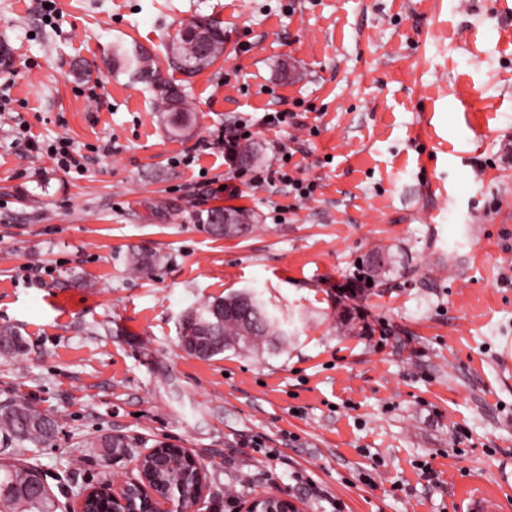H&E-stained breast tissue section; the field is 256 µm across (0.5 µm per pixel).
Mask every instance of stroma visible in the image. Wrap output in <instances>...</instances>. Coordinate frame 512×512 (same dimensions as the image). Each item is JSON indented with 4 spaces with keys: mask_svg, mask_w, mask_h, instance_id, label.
<instances>
[{
    "mask_svg": "<svg viewBox=\"0 0 512 512\" xmlns=\"http://www.w3.org/2000/svg\"><path fill=\"white\" fill-rule=\"evenodd\" d=\"M0 0V325L25 340L0 355V405L55 418L26 444L55 512L103 478L112 434L189 449L214 512L285 493L299 512H460L472 489L512 512V12L501 0ZM209 18L224 55L193 74L165 47ZM135 43L184 89L196 122L173 135L146 84L113 57ZM298 113L257 128L250 167L282 150L314 181L210 195L228 176L215 146L181 159L225 120ZM68 138L84 175L28 152L19 132ZM317 134H309V127ZM284 220L269 217L271 205ZM215 209L251 231L215 238ZM157 257L133 270L131 251ZM380 282L340 300L374 255ZM244 289L285 320L288 341L203 360L180 343L192 308ZM386 336H379V326ZM430 473H422L421 464ZM312 480L303 485L296 473ZM233 510H226V503Z\"/></svg>",
    "mask_w": 512,
    "mask_h": 512,
    "instance_id": "obj_1",
    "label": "stroma"
}]
</instances>
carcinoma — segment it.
<instances>
[{"mask_svg": "<svg viewBox=\"0 0 512 512\" xmlns=\"http://www.w3.org/2000/svg\"><path fill=\"white\" fill-rule=\"evenodd\" d=\"M211 36L205 53L198 50L194 38L179 33L172 49L177 55L171 63L184 71L196 72L224 55V34L207 22ZM115 56L124 59L126 71L134 82L150 86L157 101V111L163 114L170 130L178 132L192 120V109L184 92L175 84L163 80L153 69L149 54L141 48L115 47ZM250 216L239 210H216L209 214L204 230L220 238L236 237L252 228ZM200 318L188 323L189 332L181 335L182 348L190 355L211 359L226 351L251 353L272 338L287 340L288 331L280 318L273 314L261 295L252 290L231 293L195 308ZM0 351L6 355L24 351V340L17 330L0 326ZM56 421L30 402H21L0 409V441L5 447L24 442L41 444L51 439ZM0 479V504L4 512H54L50 494L35 487L36 469L29 466L3 467Z\"/></svg>", "mask_w": 512, "mask_h": 512, "instance_id": "1", "label": "carcinoma"}]
</instances>
